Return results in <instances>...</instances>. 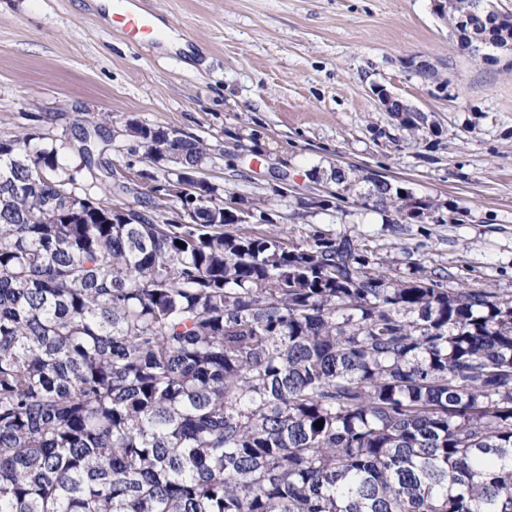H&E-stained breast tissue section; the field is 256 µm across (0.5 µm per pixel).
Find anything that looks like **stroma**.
<instances>
[{"label": "stroma", "mask_w": 512, "mask_h": 512, "mask_svg": "<svg viewBox=\"0 0 512 512\" xmlns=\"http://www.w3.org/2000/svg\"><path fill=\"white\" fill-rule=\"evenodd\" d=\"M177 34L128 43L95 0H0V136L60 144L80 113L132 160L129 120L204 138L205 175L223 198L286 214L290 235L374 240L401 269L512 296V55L460 51L433 0H157ZM438 69L440 86L414 70ZM382 84L415 110L385 111ZM381 174L426 205L392 233L358 184L327 210L304 203L334 170ZM287 184H280V175Z\"/></svg>", "instance_id": "obj_1"}]
</instances>
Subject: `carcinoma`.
<instances>
[{"label":"carcinoma","mask_w":512,"mask_h":512,"mask_svg":"<svg viewBox=\"0 0 512 512\" xmlns=\"http://www.w3.org/2000/svg\"><path fill=\"white\" fill-rule=\"evenodd\" d=\"M474 3L448 5L458 48L512 46ZM78 129L73 166L0 137V512H512L511 299L224 207L114 224L112 138ZM127 131L181 168L211 152ZM373 197L412 223L401 188Z\"/></svg>","instance_id":"1"}]
</instances>
